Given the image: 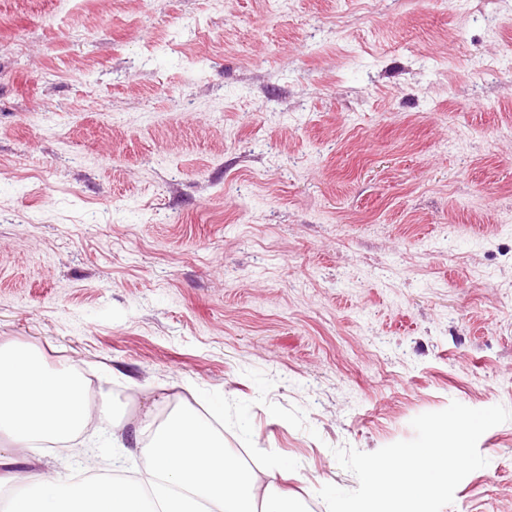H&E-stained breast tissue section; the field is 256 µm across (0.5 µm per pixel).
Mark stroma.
I'll list each match as a JSON object with an SVG mask.
<instances>
[{
    "mask_svg": "<svg viewBox=\"0 0 512 512\" xmlns=\"http://www.w3.org/2000/svg\"><path fill=\"white\" fill-rule=\"evenodd\" d=\"M1 345L128 433L199 407L300 512L334 449L512 409V0H0ZM81 439L0 497L145 473ZM478 450L443 512H512V421Z\"/></svg>",
    "mask_w": 512,
    "mask_h": 512,
    "instance_id": "35a3bbf8",
    "label": "stroma"
}]
</instances>
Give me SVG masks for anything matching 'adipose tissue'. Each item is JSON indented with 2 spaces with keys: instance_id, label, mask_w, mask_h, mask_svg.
<instances>
[{
  "instance_id": "adipose-tissue-1",
  "label": "adipose tissue",
  "mask_w": 512,
  "mask_h": 512,
  "mask_svg": "<svg viewBox=\"0 0 512 512\" xmlns=\"http://www.w3.org/2000/svg\"><path fill=\"white\" fill-rule=\"evenodd\" d=\"M89 417L88 386L79 375L49 369L38 351L0 348V434L13 448L69 441ZM153 491L137 482L92 478L73 485L61 476L26 481L7 512H143L155 494L160 512H288L285 496L258 485L254 472L224 447V439L190 408L165 420L145 417Z\"/></svg>"
}]
</instances>
